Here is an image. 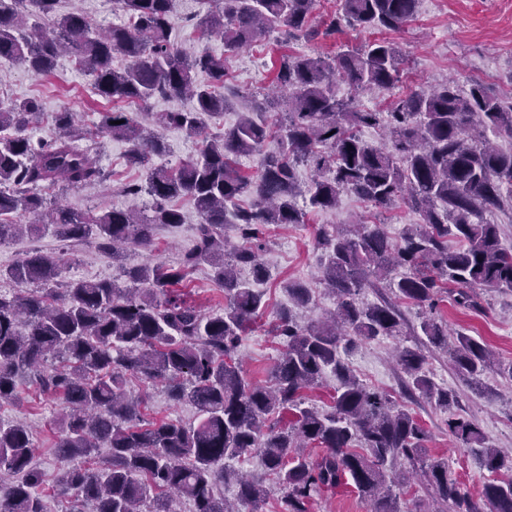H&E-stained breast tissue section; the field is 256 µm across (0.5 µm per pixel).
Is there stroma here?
Masks as SVG:
<instances>
[{
  "label": "stroma",
  "mask_w": 512,
  "mask_h": 512,
  "mask_svg": "<svg viewBox=\"0 0 512 512\" xmlns=\"http://www.w3.org/2000/svg\"><path fill=\"white\" fill-rule=\"evenodd\" d=\"M203 8L201 0H177L174 15L175 34L184 52L203 50L225 54L228 82L240 97L232 110L220 119V126H230L250 103L249 97L267 87L282 53H301L310 56L332 54L344 44L360 45L386 39L399 44L407 53L401 81L391 92H366L360 95L361 108L386 110L393 98L406 93L428 89L456 79L461 90L472 82L493 88L500 95L512 91V0H420L416 16L400 30H362L343 28L336 38L305 41L287 38L284 30H274L259 37L245 50L225 53L224 45L216 39H198L186 27V17ZM0 88L12 99L36 96L42 99L46 111L69 108L79 124L94 128L102 112L111 110L109 101L95 96L91 79L73 71L67 59H59L53 75L37 76L15 61H0ZM127 145L121 140H108L96 145L93 154L105 169L106 182L85 188L68 189L58 195L60 204L96 213L114 207L128 208L146 215L152 200L147 195L129 197L118 186L123 181H139L141 170L127 167L124 153ZM185 222L176 227H160L150 248L129 247L124 264L134 266L162 260L175 263L195 241L198 218L191 205H184ZM369 222L384 225L392 238H399L405 225L418 223L419 217L404 206L379 210L353 195H342L336 209L312 211L306 223L273 228L262 260L270 271L268 280L256 283L266 303L263 315L246 336L240 354L249 378L259 383L271 379V371L281 347L270 335L269 328L277 312L290 301L284 288L286 282L300 280L312 292L308 308L300 310L302 324L317 322L333 309L334 299L326 290L316 264L315 239L319 231H334L351 223L358 216ZM38 250L63 258L64 276L68 279L96 281L118 275V264L110 255L99 252L84 242H63L49 234L23 235L0 246V269L4 270ZM476 310L457 307L444 300L438 313L448 325L449 332L461 331L485 343L502 361H512V290L484 292ZM407 326L401 338H383L359 347L349 358L354 373L367 386L393 395L404 409L419 419L427 430L425 446L434 459L448 462L449 473L461 490L473 501H480L481 488L489 477L478 460L459 448L448 431V418L456 414L473 420L482 430L489 446L512 448V382L502 381L495 372H487L483 380L486 391L472 390L458 374L448 356L439 350L426 351L427 369L433 380L453 389L458 402L452 410L440 409L428 399L404 392L402 374L395 363L398 344L411 345L417 339L413 329L420 323L417 308L404 311ZM126 393L146 401V412L154 419L170 418L187 423L200 422L196 408L187 402L169 400L161 383L131 380ZM23 400L18 404L1 403L0 419L23 421L34 432V460L44 473L46 485H53L62 464L54 453V443L60 431L58 406L42 396L34 387L23 385Z\"/></svg>",
  "instance_id": "stroma-1"
}]
</instances>
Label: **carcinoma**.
<instances>
[{"mask_svg":"<svg viewBox=\"0 0 512 512\" xmlns=\"http://www.w3.org/2000/svg\"><path fill=\"white\" fill-rule=\"evenodd\" d=\"M175 2L115 0L124 20L94 33L85 16L59 13V0H0V59L49 75L66 56L108 101L146 106L188 98L191 109L160 112L154 123L201 141L196 157L159 167L152 159L166 153L165 142L132 112H103L91 130L64 109L52 116L58 135L35 142L26 130L43 115L42 103H0V244L24 228L38 234L50 226L59 238L90 240L115 259L130 244L151 247L158 226L184 223L181 202L199 216L195 245L176 266L149 263L123 267L117 279L62 283L61 260L32 251L0 270V279L14 284L0 289V402L20 399L25 374L39 394L61 400L58 487L74 499V512H169L171 493L192 500L194 512H241L239 506L268 495L263 483L232 465L254 451L279 487V512H312L320 490L348 483L370 502V512H401L393 486L412 478L425 481L451 512H480L450 478L448 461L427 456L420 422L389 395L363 386L348 356L363 343L402 335V306L412 305L424 310L420 330L428 345L481 387L493 364L488 347L463 332L448 338L433 310L448 293L472 309L480 291L512 290V248L502 245L500 225L484 218L512 207V194H503V186L512 187V151L487 136H512V101L477 82L463 94L447 80L387 112L360 109V93L394 88L405 62L396 43L375 40L327 56L281 55L272 87L288 111L274 119L268 95L255 96L233 126L210 138L207 120L228 109L224 55L181 50L173 37ZM204 3L208 8L190 25L235 52L279 27L307 39L334 38L345 25L397 30L414 17L419 0H343V13L320 27L310 24L315 0ZM28 16L45 25L26 30ZM116 54L126 59L120 69L112 67ZM339 82L348 86L345 99L336 95ZM379 125L387 128L386 144L360 135ZM99 137L127 143L125 163L144 170L145 180L125 183L121 192L149 195L151 215L48 205L44 192L62 182L82 188L104 180L98 161L75 145ZM255 154L259 166L247 175L240 158ZM301 165L317 172L307 186L297 178ZM344 194L382 208L405 205L419 222L407 225L398 243L382 225L364 222L319 234L315 249L334 309L301 324L295 310L308 307L311 292L287 282L292 306L277 313L273 327L283 346L273 384L252 383L238 350L264 307L252 282L268 276L260 259L265 229L305 223L299 196L323 211ZM24 215L32 223H19ZM203 263L224 289L221 313L204 312L189 288L190 273ZM397 267L408 273L390 277ZM243 270L252 280L241 277ZM383 281L392 296L359 301L363 289ZM395 359L406 393L444 410L457 402L455 391L429 376L421 347L403 345ZM327 372L336 378L331 409L305 405V391ZM131 377L168 382L170 398L193 403L203 418L190 426L145 420L143 401L125 393ZM448 431L492 474L481 491L489 512H512V450L486 445L481 429L461 415L448 420ZM310 444L323 449L315 459L304 453ZM33 448L27 426L0 421V512H45ZM400 459L410 469L393 470ZM219 483L232 486L234 496H216Z\"/></svg>","mask_w":512,"mask_h":512,"instance_id":"1","label":"carcinoma"}]
</instances>
